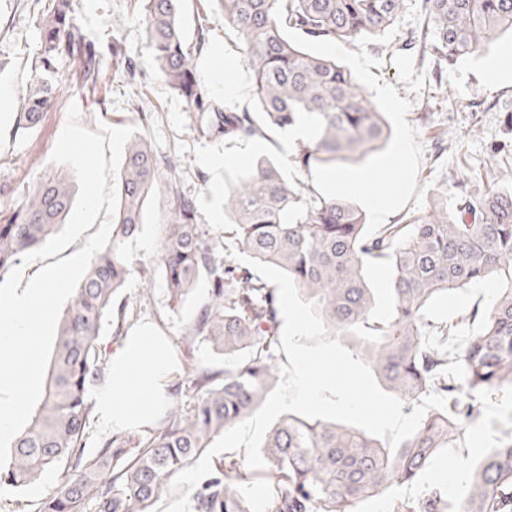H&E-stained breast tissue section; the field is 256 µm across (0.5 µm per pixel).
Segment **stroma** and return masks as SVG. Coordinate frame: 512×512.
<instances>
[{
    "mask_svg": "<svg viewBox=\"0 0 512 512\" xmlns=\"http://www.w3.org/2000/svg\"><path fill=\"white\" fill-rule=\"evenodd\" d=\"M75 18L87 39L112 61L113 45L137 72L136 84H128L122 72L111 71L105 94L88 96L76 92L68 82L71 64L58 66L60 93L44 111L38 127L22 137H13L12 125L21 99L35 74L26 58L37 45V7L33 0H0V88L14 90L8 111L0 112V215L22 198L28 186L50 171L49 158L66 122L70 104H77L80 122L95 129L97 122L119 127L134 125L158 155L174 154L184 165L180 188L197 203L196 221L217 241L232 245L230 227L224 217V192L259 157L276 160L292 179L319 183L321 174L303 176L291 164L297 141L287 132L271 131L254 138L194 136L189 126L191 112L183 97L156 73L155 61L143 27L134 13L133 0H76ZM188 41H195L199 25H207L210 42L198 58V71L217 103L237 111H254L252 79L244 66L236 32L224 24L222 15L202 12L199 0H185L181 14ZM425 25L422 0H405L395 24L381 35L364 41H311L310 52L329 56L356 76L360 86L382 112L388 138L382 149L358 164L340 166L348 178L362 179L361 189H341V196L361 207L371 226L397 224L408 217L427 215L429 198L439 186L465 182L469 193L512 186V35L503 34L456 65L439 68L435 58L419 48H408L411 36ZM505 60L507 69L495 81H487L488 68ZM239 68L233 92L218 88L215 72L225 64ZM227 157V164H211V157ZM391 191L393 203L380 211L370 202L372 194ZM167 213V202L156 196L142 219V229L124 246L131 269L123 293L134 304V336H156L169 358L166 370L155 379L156 397L167 395L171 385L186 381L187 370L204 364L224 367L223 356L207 344L185 346L182 331L193 307L172 309L161 273L156 272L159 226ZM154 268L151 279L138 271ZM149 301H142V294ZM494 297L491 286L474 285L433 307L436 316L460 321L458 341L473 335L478 326L462 321V314L487 308ZM472 453L452 448L441 453L423 481L401 486L398 496L414 500L425 487L440 485L448 473L468 466ZM62 469L45 474L40 486L19 491L0 487V512H35L45 488L57 485Z\"/></svg>",
    "mask_w": 512,
    "mask_h": 512,
    "instance_id": "stroma-1",
    "label": "stroma"
}]
</instances>
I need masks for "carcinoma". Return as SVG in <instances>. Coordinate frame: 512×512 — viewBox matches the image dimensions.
Returning <instances> with one entry per match:
<instances>
[{"instance_id":"cac0c4a2","label":"carcinoma","mask_w":512,"mask_h":512,"mask_svg":"<svg viewBox=\"0 0 512 512\" xmlns=\"http://www.w3.org/2000/svg\"><path fill=\"white\" fill-rule=\"evenodd\" d=\"M40 40L30 67L35 80L16 112L15 131L40 122L54 98L48 76L68 60L84 88H104V66L73 22L75 0H34ZM182 0H135L157 74L199 113L190 131L200 138L253 137L264 128L310 125L314 136L298 146L295 168L311 173L377 150L385 122L353 73L319 57L288 36L348 40L376 36L399 16L404 0H210L239 35L252 74L258 116L210 100L197 72L209 44L207 26L186 43ZM424 32L409 45L451 66L505 31H512V0H423ZM119 208L112 239L99 252L59 319L44 395L10 445L0 483L25 490L54 468L64 479L47 489L36 512H152L173 476L193 465L212 440L249 418L279 373L277 288L255 276L195 223L196 202L179 188L178 160L153 153L139 135L126 144L116 182ZM69 175L40 178L5 224H0V277L46 242L73 204ZM166 198L158 266L171 306L190 299L199 282L208 295L185 324L183 342L197 340L224 355L222 371L190 370L188 399L160 401L147 426L124 429L85 455L94 414L91 390L111 375L102 333L130 329L122 289L130 275L126 241L140 231L148 201ZM224 215L238 249L287 271L301 296L318 304L331 336L353 340L387 391L405 404L434 393L417 432L396 450L351 425L290 414L275 423L261 448L265 467L240 458L213 462L195 488L194 512H256L245 490L256 481L274 493L266 512H359V505L424 476L434 458L458 447L464 427L481 414L482 399L512 395V188L480 196L439 191L429 213L366 231L362 209L288 179L261 158L224 194ZM371 262L390 268L389 318L375 319L379 298L367 274ZM481 281L497 284L493 305L464 320L478 332L449 355L458 322L431 317L450 293ZM467 495L455 507L437 491L398 500L392 512H512V429L469 466Z\"/></svg>"}]
</instances>
